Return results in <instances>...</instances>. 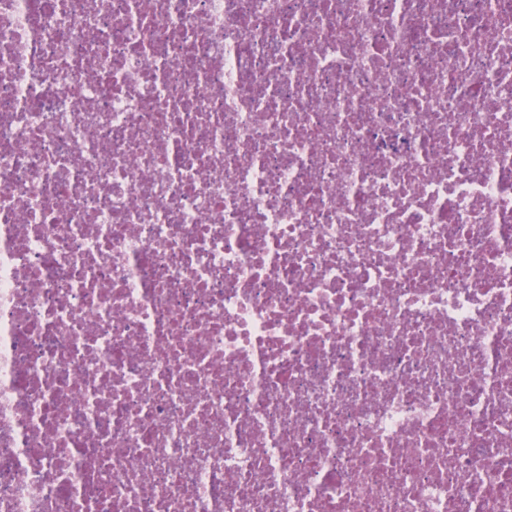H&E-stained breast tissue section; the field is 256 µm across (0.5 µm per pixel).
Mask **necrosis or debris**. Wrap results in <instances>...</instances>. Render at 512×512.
Wrapping results in <instances>:
<instances>
[{
  "label": "necrosis or debris",
  "instance_id": "obj_1",
  "mask_svg": "<svg viewBox=\"0 0 512 512\" xmlns=\"http://www.w3.org/2000/svg\"><path fill=\"white\" fill-rule=\"evenodd\" d=\"M0 512H512V0H0Z\"/></svg>",
  "mask_w": 512,
  "mask_h": 512
}]
</instances>
